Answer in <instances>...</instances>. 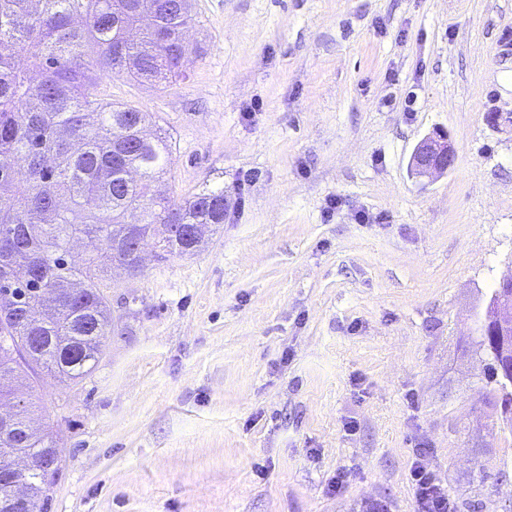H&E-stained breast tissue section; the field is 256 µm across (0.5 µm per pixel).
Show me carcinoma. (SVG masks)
I'll return each mask as SVG.
<instances>
[{
  "label": "carcinoma",
  "mask_w": 512,
  "mask_h": 512,
  "mask_svg": "<svg viewBox=\"0 0 512 512\" xmlns=\"http://www.w3.org/2000/svg\"><path fill=\"white\" fill-rule=\"evenodd\" d=\"M189 0H0V401L17 398L14 372L46 370L63 381L89 374L105 350L107 298L99 281L118 265L141 270L135 239L158 258L191 256L205 241L167 235L168 224L224 223V189L171 203L162 185L167 137L145 134L151 116L98 94L102 77L175 82L193 47ZM22 46L19 54L15 47ZM99 242L81 263L71 242ZM468 351L508 360L509 349L473 336ZM494 425L512 435V383L485 364ZM0 429V460L28 459V495L44 510L59 456L47 433Z\"/></svg>",
  "instance_id": "carcinoma-1"
}]
</instances>
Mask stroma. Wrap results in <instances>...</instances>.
I'll list each match as a JSON object with an SVG mask.
<instances>
[{
	"instance_id": "obj_1",
	"label": "stroma",
	"mask_w": 512,
	"mask_h": 512,
	"mask_svg": "<svg viewBox=\"0 0 512 512\" xmlns=\"http://www.w3.org/2000/svg\"><path fill=\"white\" fill-rule=\"evenodd\" d=\"M191 10L185 79L99 92L166 134L171 200L223 188L224 222L103 278L86 377H22L59 448L46 512H418V465L453 506L512 512V440L464 353L512 268V132L486 120L512 113V0ZM436 129L456 163L421 182ZM455 161V150L448 134L433 132L417 144L411 154L409 167L416 177L433 179L447 174Z\"/></svg>"
}]
</instances>
